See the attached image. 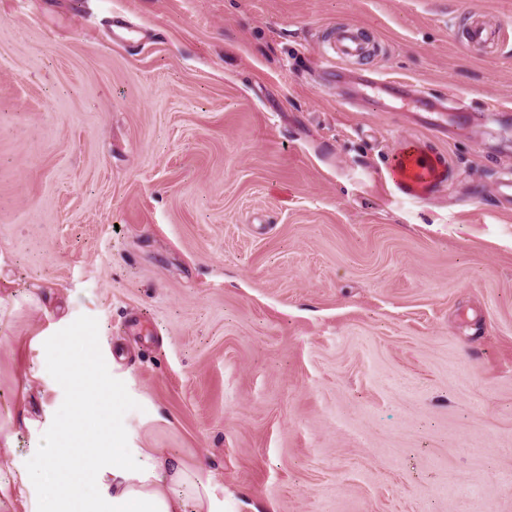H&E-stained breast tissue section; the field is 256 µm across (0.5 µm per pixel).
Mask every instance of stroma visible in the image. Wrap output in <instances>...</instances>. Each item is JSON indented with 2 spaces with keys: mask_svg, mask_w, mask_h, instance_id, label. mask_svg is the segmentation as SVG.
I'll list each match as a JSON object with an SVG mask.
<instances>
[{
  "mask_svg": "<svg viewBox=\"0 0 512 512\" xmlns=\"http://www.w3.org/2000/svg\"><path fill=\"white\" fill-rule=\"evenodd\" d=\"M339 23L376 47L343 71L458 97L446 134L345 100ZM510 177L512 0H0V478L81 322L224 512H512ZM462 37L468 46L491 48L500 41L501 31L485 23L480 14L473 13L463 29Z\"/></svg>",
  "mask_w": 512,
  "mask_h": 512,
  "instance_id": "1",
  "label": "stroma"
}]
</instances>
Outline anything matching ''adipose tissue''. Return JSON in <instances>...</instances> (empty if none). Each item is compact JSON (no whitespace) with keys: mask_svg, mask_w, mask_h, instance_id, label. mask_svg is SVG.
Listing matches in <instances>:
<instances>
[{"mask_svg":"<svg viewBox=\"0 0 512 512\" xmlns=\"http://www.w3.org/2000/svg\"><path fill=\"white\" fill-rule=\"evenodd\" d=\"M51 362L73 396L54 452L0 480L27 512H221L212 478L157 448H132L114 424L121 388L103 383L88 325H70Z\"/></svg>","mask_w":512,"mask_h":512,"instance_id":"ef3b65f1","label":"adipose tissue"}]
</instances>
